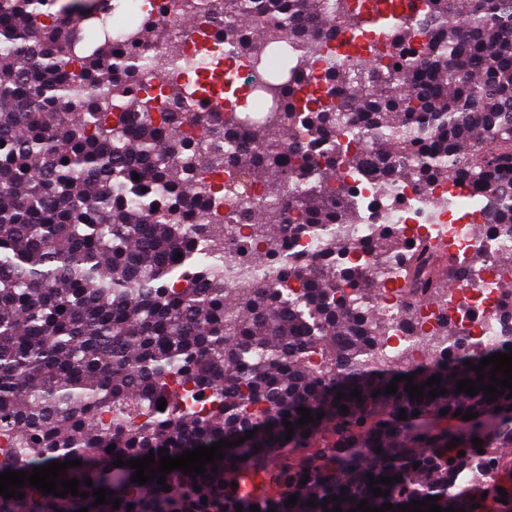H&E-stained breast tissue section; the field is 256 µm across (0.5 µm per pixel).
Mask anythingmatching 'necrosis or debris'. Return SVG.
<instances>
[{
	"mask_svg": "<svg viewBox=\"0 0 512 512\" xmlns=\"http://www.w3.org/2000/svg\"><path fill=\"white\" fill-rule=\"evenodd\" d=\"M206 2L179 0L174 5L170 0H121L113 35L121 38L147 26L160 32L161 37L157 40L152 35L141 37L138 48L143 55L176 56L193 52L196 38L182 25L181 18L185 15L202 17L201 7ZM236 77L239 84L263 101L262 109L236 115L233 133L237 139L245 140L251 135V127L273 112L274 105L271 99L264 97L260 78L252 77L249 69L238 70ZM353 186L358 189L361 221L337 225L334 232V237L347 246L368 242L378 224L405 231L417 225L435 230L447 241L450 251L472 260L466 270L468 286L464 294L450 299L442 309L434 304H418L414 333L408 336L398 329L406 307L396 279L400 255L394 252L388 256L372 276L373 298L369 303L380 317L393 347L392 353L382 361V368L420 365L433 356L445 354V345L431 337L442 312L447 313L461 331L468 333L470 341L485 347L502 344L504 333L489 312L505 299L503 283L512 282V265L499 261L501 255L512 254V226L491 223L489 191L473 187L459 193L444 185L425 195L409 182H390L367 171L358 180L349 173H341L332 184L338 194Z\"/></svg>",
	"mask_w": 512,
	"mask_h": 512,
	"instance_id": "4bbe7bcc",
	"label": "necrosis or debris"
}]
</instances>
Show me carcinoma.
Instances as JSON below:
<instances>
[{"instance_id": "cac0c4a2", "label": "carcinoma", "mask_w": 512, "mask_h": 512, "mask_svg": "<svg viewBox=\"0 0 512 512\" xmlns=\"http://www.w3.org/2000/svg\"><path fill=\"white\" fill-rule=\"evenodd\" d=\"M218 2L224 31L199 29L197 57L159 56L139 66L130 48L110 40L95 0H0V473L80 460L65 477L90 493L60 498L27 483L17 489L21 500L0 495V512H250L252 505L325 512L335 502L324 509L323 499L341 494L342 512L363 499L396 510L428 496L444 509L475 512L461 484L482 480L486 470L512 472L504 452L512 448V390L490 403L482 391L455 393L456 382L477 380L464 361L477 366L507 352L512 335L496 349L471 345L448 333L442 316L446 360L377 370L388 339L367 309V266L338 263L345 244L270 276L206 244L201 229L240 170L261 174L268 194L235 218L267 242L355 224V193L337 200L330 193L347 165L423 190L484 187L494 195L493 221L512 224V0H377L383 8L370 26L361 14L371 0ZM427 29L434 34L405 53ZM269 35L290 47L280 67L287 79L268 69L260 46ZM321 52L330 56L329 79L352 86L347 101L305 92L308 60ZM103 56L129 73L126 87L101 71ZM234 56L273 78L265 93L279 112L248 142L231 137L232 111L212 113L224 144L206 150L171 126L147 84L171 67L177 91V70L200 57ZM344 56L355 66L340 64ZM298 118L309 139L285 158L277 141L293 136ZM338 128L363 149L346 151ZM209 169L228 177L198 186V173ZM290 176L300 192L284 226L274 188ZM410 239L403 245L378 225L372 249H403V287L430 302L471 260L456 256L445 271L432 235ZM226 276L245 286L224 287ZM505 294L511 301L492 315L511 331L512 289ZM410 374L424 386L423 400L410 398L404 380L396 393H382ZM434 375L447 393L431 398L425 382ZM300 407L325 416L300 427ZM458 410L490 426L470 429ZM285 420L295 424L287 441ZM252 430L243 444L223 448L206 474H167L168 492L155 479L131 482L127 465L113 466L119 456L152 453L156 469L162 448L173 457ZM370 474L403 481L377 484L389 496L376 497ZM100 487L114 491L105 511L91 495ZM498 487L487 490L484 512H512V488L503 498ZM294 494L296 505L286 507ZM311 498L314 508L306 505Z\"/></svg>"}]
</instances>
